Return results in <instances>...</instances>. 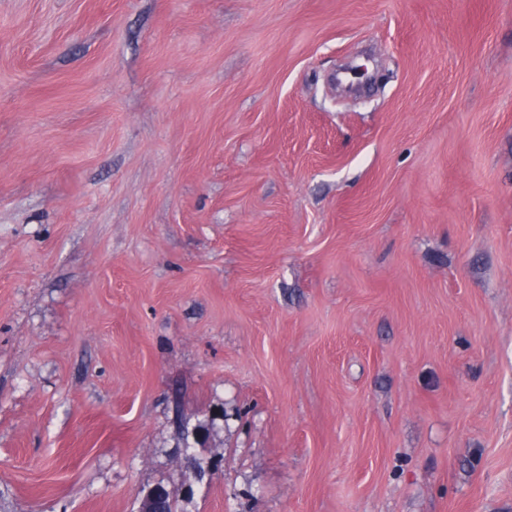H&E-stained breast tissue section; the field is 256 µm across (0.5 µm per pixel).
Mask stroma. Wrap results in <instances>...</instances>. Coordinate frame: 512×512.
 Returning a JSON list of instances; mask_svg holds the SVG:
<instances>
[{
    "mask_svg": "<svg viewBox=\"0 0 512 512\" xmlns=\"http://www.w3.org/2000/svg\"><path fill=\"white\" fill-rule=\"evenodd\" d=\"M512 512V0H0V512ZM180 495V491L174 488H168L164 485H155L149 489L142 497L139 512H160L158 503L164 498H173Z\"/></svg>",
    "mask_w": 512,
    "mask_h": 512,
    "instance_id": "1",
    "label": "stroma"
}]
</instances>
